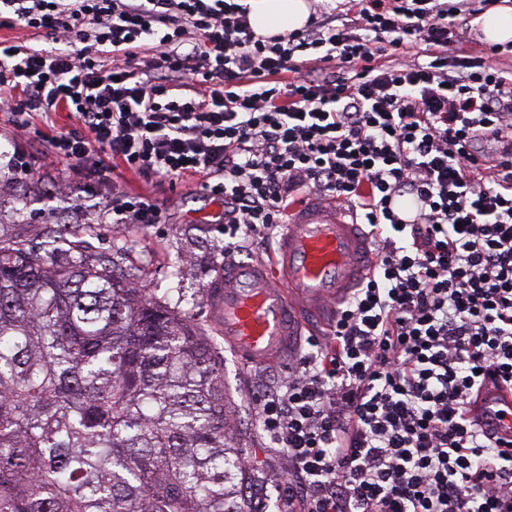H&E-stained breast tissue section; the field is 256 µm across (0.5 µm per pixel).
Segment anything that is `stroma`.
I'll return each mask as SVG.
<instances>
[{
    "label": "stroma",
    "instance_id": "1",
    "mask_svg": "<svg viewBox=\"0 0 512 512\" xmlns=\"http://www.w3.org/2000/svg\"><path fill=\"white\" fill-rule=\"evenodd\" d=\"M65 122L64 116H57L55 126ZM55 126L39 123L38 136L19 142L0 137L1 159L19 151L29 156L33 167L22 178L0 169V236L18 235L37 245L49 231H77L87 254L112 260L116 269L131 274L137 287L190 313L224 360L231 429L253 477L247 495L252 512H267L284 492L286 461L256 428L254 393L261 380L287 379L288 361L261 367L243 364L210 322L205 289L224 266V237L218 230L223 202L190 182L147 184L118 168L114 174L128 189L164 205L166 223L130 224L119 231L99 209L73 211L56 197L57 184H72L73 176L47 155V139Z\"/></svg>",
    "mask_w": 512,
    "mask_h": 512
}]
</instances>
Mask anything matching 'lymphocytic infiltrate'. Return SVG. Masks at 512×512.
I'll return each mask as SVG.
<instances>
[{"mask_svg": "<svg viewBox=\"0 0 512 512\" xmlns=\"http://www.w3.org/2000/svg\"><path fill=\"white\" fill-rule=\"evenodd\" d=\"M0 122L70 124L51 157L224 199V245L279 237L301 196L356 210L376 261L330 335L256 399L286 461L278 512H512V66L447 0H345L260 38L239 0H0ZM493 142L492 151L479 149ZM418 203L401 218L395 199ZM113 224H162L120 185Z\"/></svg>", "mask_w": 512, "mask_h": 512, "instance_id": "obj_1", "label": "lymphocytic infiltrate"}]
</instances>
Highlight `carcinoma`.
<instances>
[{
	"label": "carcinoma",
	"instance_id": "cac0c4a2",
	"mask_svg": "<svg viewBox=\"0 0 512 512\" xmlns=\"http://www.w3.org/2000/svg\"><path fill=\"white\" fill-rule=\"evenodd\" d=\"M224 360L53 233L0 236V512H249Z\"/></svg>",
	"mask_w": 512,
	"mask_h": 512
}]
</instances>
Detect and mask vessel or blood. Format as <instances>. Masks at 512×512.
<instances>
[{
	"instance_id": "obj_1",
	"label": "vessel or blood",
	"mask_w": 512,
	"mask_h": 512,
	"mask_svg": "<svg viewBox=\"0 0 512 512\" xmlns=\"http://www.w3.org/2000/svg\"><path fill=\"white\" fill-rule=\"evenodd\" d=\"M374 259L357 224L334 209L300 206L274 266L230 260L206 287L217 330L249 364L287 354L310 317L343 299Z\"/></svg>"
}]
</instances>
